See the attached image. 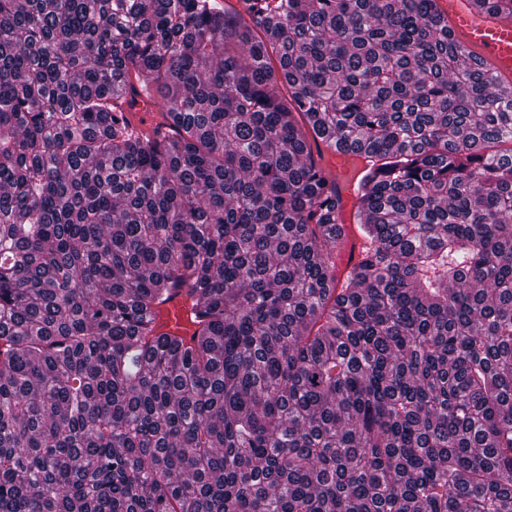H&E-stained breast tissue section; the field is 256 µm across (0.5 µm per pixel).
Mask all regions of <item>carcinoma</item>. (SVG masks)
<instances>
[{
	"instance_id": "carcinoma-1",
	"label": "carcinoma",
	"mask_w": 512,
	"mask_h": 512,
	"mask_svg": "<svg viewBox=\"0 0 512 512\" xmlns=\"http://www.w3.org/2000/svg\"><path fill=\"white\" fill-rule=\"evenodd\" d=\"M241 5L0 0V512H512V89L435 0ZM325 163L328 169L336 173V181L340 188L341 203L337 209V223L344 225V237L339 252L338 263L345 272L353 269L361 260L365 243L362 239L353 237L348 230L354 210L353 184L345 182L344 178L351 164L357 169L362 165L361 160L352 152L342 148L324 150ZM164 320L168 324L166 329L172 328L175 323L180 327H186L188 324L190 301L182 295L174 297L163 306Z\"/></svg>"
}]
</instances>
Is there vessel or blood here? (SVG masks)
<instances>
[{
    "instance_id": "1",
    "label": "vessel or blood",
    "mask_w": 512,
    "mask_h": 512,
    "mask_svg": "<svg viewBox=\"0 0 512 512\" xmlns=\"http://www.w3.org/2000/svg\"><path fill=\"white\" fill-rule=\"evenodd\" d=\"M437 9L448 23L454 40L465 53L476 55L489 62L496 70L501 86L512 87V18L487 12L478 0H436ZM359 159L352 152L339 148L325 153V163L339 182L341 203L337 221L349 225L354 210L352 183L345 176L350 165ZM365 243L352 235H344L338 263L343 271H350L361 260ZM168 325L187 326L190 302L176 296L164 307Z\"/></svg>"
}]
</instances>
